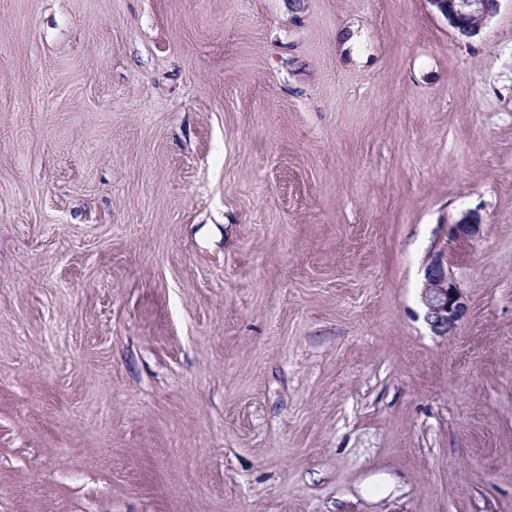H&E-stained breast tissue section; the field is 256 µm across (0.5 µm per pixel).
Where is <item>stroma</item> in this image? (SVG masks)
<instances>
[{"label": "stroma", "instance_id": "stroma-1", "mask_svg": "<svg viewBox=\"0 0 512 512\" xmlns=\"http://www.w3.org/2000/svg\"><path fill=\"white\" fill-rule=\"evenodd\" d=\"M0 487L512 512V0H0ZM461 37L478 35L497 12L498 0H428ZM420 302L426 324L439 336H450L466 313L462 289L448 274L441 254L427 263Z\"/></svg>", "mask_w": 512, "mask_h": 512}]
</instances>
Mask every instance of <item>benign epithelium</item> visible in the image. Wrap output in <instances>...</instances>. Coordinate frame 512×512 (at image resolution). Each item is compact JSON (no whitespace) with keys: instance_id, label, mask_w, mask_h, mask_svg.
Wrapping results in <instances>:
<instances>
[{"instance_id":"benign-epithelium-1","label":"benign epithelium","mask_w":512,"mask_h":512,"mask_svg":"<svg viewBox=\"0 0 512 512\" xmlns=\"http://www.w3.org/2000/svg\"><path fill=\"white\" fill-rule=\"evenodd\" d=\"M460 36L478 35L489 18L497 12L498 0H427ZM480 225L461 221L450 225V235L460 242L475 239ZM424 320L439 336H449L466 313L460 285L448 274L443 256L433 255L425 269L420 294Z\"/></svg>"}]
</instances>
